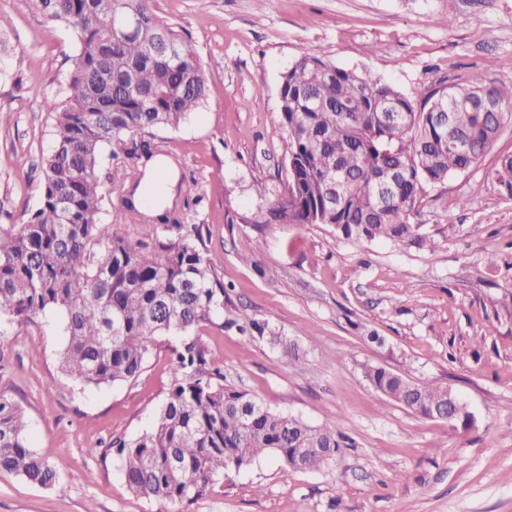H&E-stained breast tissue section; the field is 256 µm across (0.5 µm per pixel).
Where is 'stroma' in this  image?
<instances>
[{
  "mask_svg": "<svg viewBox=\"0 0 512 512\" xmlns=\"http://www.w3.org/2000/svg\"><path fill=\"white\" fill-rule=\"evenodd\" d=\"M189 35L208 75L205 103L154 130L177 184L173 227L134 223L120 203L113 235L154 245L176 224L202 229L224 285L221 308L185 335L151 341L140 375L109 387L60 368L61 316L0 317V394L23 412L31 446L65 460L49 487L0 473V512H166L132 494L114 441L151 427L174 384L172 350L197 342L226 385L314 426L340 448L317 472L267 455L219 476L176 512H512V191L495 171L512 123L466 171L425 186L413 223L434 250L337 237L327 224L256 223L284 195L289 137L281 74L303 53L381 78L415 106L461 84L512 81V0H150ZM78 54L71 27L31 0H0V227L36 210L53 145L45 98L65 99ZM285 337L271 345L249 328ZM377 331L380 340L366 338ZM299 359L289 363V349ZM368 366L452 388L470 427L420 417L377 393Z\"/></svg>",
  "mask_w": 512,
  "mask_h": 512,
  "instance_id": "35a3bbf8",
  "label": "stroma"
}]
</instances>
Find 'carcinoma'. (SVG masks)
<instances>
[{
  "instance_id": "1",
  "label": "carcinoma",
  "mask_w": 512,
  "mask_h": 512,
  "mask_svg": "<svg viewBox=\"0 0 512 512\" xmlns=\"http://www.w3.org/2000/svg\"><path fill=\"white\" fill-rule=\"evenodd\" d=\"M51 21L70 25L79 53L71 95L45 100L54 117L53 147L43 159L40 206L0 228V316L27 323L47 310L64 320V371L85 385L136 377L150 340L187 333L210 319L224 288L203 253L200 228L145 250L102 223L106 193L97 179L104 148L135 161L153 154L144 136L175 127L199 108L208 79L192 39L158 18L149 0H32ZM133 11L140 26L121 40L75 18ZM280 116L290 138L286 195L261 223L329 224L356 241L436 247L411 222L420 190L465 171L512 122V82L454 87L418 109L392 85L306 52L282 74ZM448 113V124L432 113ZM394 184L380 198L375 184ZM175 383L151 429L119 444L128 488L176 504L202 498L227 469L273 454L290 468L299 457L320 470L340 447L331 426L315 427L273 412L224 384L195 342L174 350ZM376 392L428 418L448 409L454 391L419 384L379 367L366 370ZM65 467L35 452L18 406L0 395V473L42 487Z\"/></svg>"
}]
</instances>
